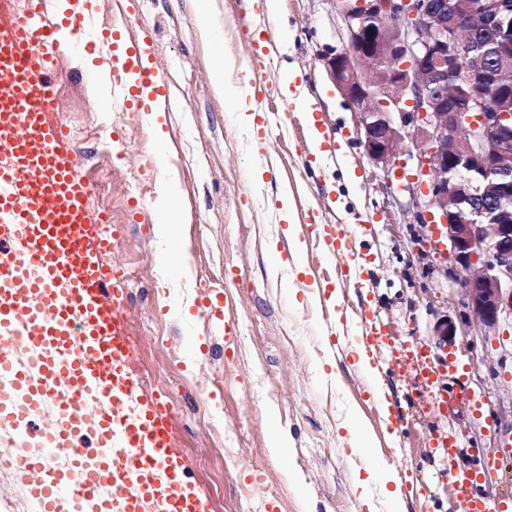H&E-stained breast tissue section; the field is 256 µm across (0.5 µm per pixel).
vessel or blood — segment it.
Masks as SVG:
<instances>
[{
    "mask_svg": "<svg viewBox=\"0 0 512 512\" xmlns=\"http://www.w3.org/2000/svg\"><path fill=\"white\" fill-rule=\"evenodd\" d=\"M50 3L25 0L24 12L0 25V420L15 432L7 456L38 512H212L172 446L170 412L129 368L125 276L105 261L118 236L102 233L104 217L90 205L94 184L51 117L59 28L76 34L80 53L101 45L80 38L87 8L58 24ZM112 95L114 104L149 112L168 86L132 47L112 56ZM311 231L328 254L349 257L338 225ZM46 405L54 416L42 417ZM85 438L90 447L75 449L68 471L23 451L31 441L75 448ZM480 476L476 467L452 475L467 512H512V495L491 508L476 494ZM106 486L112 498L101 497Z\"/></svg>",
    "mask_w": 512,
    "mask_h": 512,
    "instance_id": "obj_1",
    "label": "vessel or blood"
}]
</instances>
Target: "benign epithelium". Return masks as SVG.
<instances>
[{
    "instance_id": "obj_1",
    "label": "benign epithelium",
    "mask_w": 512,
    "mask_h": 512,
    "mask_svg": "<svg viewBox=\"0 0 512 512\" xmlns=\"http://www.w3.org/2000/svg\"><path fill=\"white\" fill-rule=\"evenodd\" d=\"M346 42L324 56L327 70L354 109L359 143L389 170L406 152L413 223L448 242L460 270L463 323L475 340L512 318V111L495 94L501 74L477 64L461 29L477 20L500 35L497 51L512 58V0H333ZM453 76L468 86L457 101L439 95ZM480 200L485 206L473 210ZM450 318L434 327L436 344H454Z\"/></svg>"
}]
</instances>
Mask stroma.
Returning a JSON list of instances; mask_svg holds the SVG:
<instances>
[{"label": "stroma", "mask_w": 512, "mask_h": 512, "mask_svg": "<svg viewBox=\"0 0 512 512\" xmlns=\"http://www.w3.org/2000/svg\"><path fill=\"white\" fill-rule=\"evenodd\" d=\"M216 40L197 27L193 0H129L126 41L148 39L170 100L161 129L145 113L113 107L97 93L103 62L78 57L62 36L55 118L69 131L95 184L93 208L124 231L108 259L129 274L130 368L172 413L190 475L214 512H391L373 487L364 503L355 473L365 460L392 467L408 512H461L451 491L452 434L459 462L478 464L479 496L512 493V322L487 340L440 350L438 320H467L459 285L441 276L442 256L418 258L423 230L408 212L409 193L360 146L354 114L329 79L324 56L343 29L330 0H209ZM225 61V83L249 86L253 109L277 111L286 134L257 141L210 81ZM294 73L293 98L283 80ZM321 145H314V134ZM261 182L250 179L253 169ZM171 180L184 220L170 239L183 251L164 264L157 250L155 190ZM288 196L290 221L279 213ZM340 225L363 259L344 276L308 229ZM222 290V320L198 310L205 288ZM368 313L392 340L366 347L332 334L327 316ZM232 336H225V328ZM366 351L389 392L410 409L404 435L393 432L372 379L355 364ZM421 351L439 378L417 375L403 357ZM467 396L442 410V389ZM359 416L376 441L352 455L346 429ZM288 436L285 452L271 435Z\"/></svg>", "instance_id": "1"}]
</instances>
